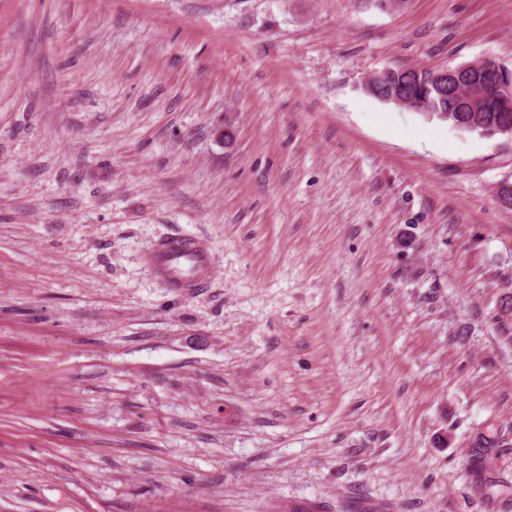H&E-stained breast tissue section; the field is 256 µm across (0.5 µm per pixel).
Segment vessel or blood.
Masks as SVG:
<instances>
[{
	"label": "vessel or blood",
	"mask_w": 512,
	"mask_h": 512,
	"mask_svg": "<svg viewBox=\"0 0 512 512\" xmlns=\"http://www.w3.org/2000/svg\"><path fill=\"white\" fill-rule=\"evenodd\" d=\"M154 267L157 274L175 288H195L204 280L209 257L203 240L174 234L154 249Z\"/></svg>",
	"instance_id": "vessel-or-blood-1"
}]
</instances>
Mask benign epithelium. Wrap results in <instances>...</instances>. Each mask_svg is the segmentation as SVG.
<instances>
[{
  "instance_id": "1",
  "label": "benign epithelium",
  "mask_w": 512,
  "mask_h": 512,
  "mask_svg": "<svg viewBox=\"0 0 512 512\" xmlns=\"http://www.w3.org/2000/svg\"><path fill=\"white\" fill-rule=\"evenodd\" d=\"M417 70H404V77L395 87H390L386 79L391 70L383 69L368 76L363 86L370 95L381 101H395L407 104L420 90H435L448 99L449 111L457 112L469 108L477 111L481 102L493 112H512V68L506 67L493 57H483L475 61L448 67L433 73L431 85L415 79Z\"/></svg>"
}]
</instances>
